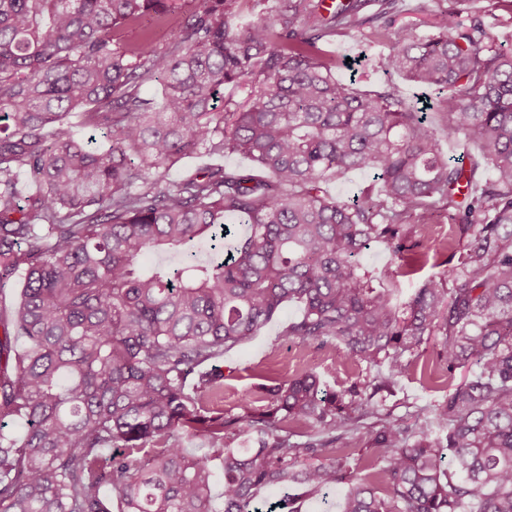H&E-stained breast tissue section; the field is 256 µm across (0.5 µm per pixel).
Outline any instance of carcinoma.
Instances as JSON below:
<instances>
[{"instance_id":"cac0c4a2","label":"carcinoma","mask_w":512,"mask_h":512,"mask_svg":"<svg viewBox=\"0 0 512 512\" xmlns=\"http://www.w3.org/2000/svg\"><path fill=\"white\" fill-rule=\"evenodd\" d=\"M238 2L202 0L167 48L120 51L116 30L172 0H0V293L23 276L0 316V512H111L106 486L122 512H302L339 485L340 512H512V51L463 0L425 36L394 27L400 0ZM352 31L389 47L381 69L442 91L462 152L418 102L336 79L321 45ZM153 81L159 105L141 93ZM226 85L246 90L232 110ZM200 151L255 168L168 179ZM354 170L373 184L332 195ZM442 213L461 244L441 277L404 299L399 270L364 269L371 243L402 261ZM148 253L174 260L144 268ZM292 301L303 314L283 335L336 342L364 382L328 392L308 371L268 387L266 410L224 417V350ZM432 336L448 398L410 429L374 397ZM303 421L315 435L291 441ZM361 429L378 457L352 467L331 444ZM229 430L257 447H228ZM187 436L212 452L189 455Z\"/></svg>"}]
</instances>
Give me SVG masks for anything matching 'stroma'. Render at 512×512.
<instances>
[{
  "label": "stroma",
  "instance_id": "35a3bbf8",
  "mask_svg": "<svg viewBox=\"0 0 512 512\" xmlns=\"http://www.w3.org/2000/svg\"><path fill=\"white\" fill-rule=\"evenodd\" d=\"M191 8L190 0H176L175 13L166 20L145 16L140 23L119 36V46L130 45L147 36L157 48H166L178 19ZM476 8L487 29L497 36L503 47L511 48L512 0H478ZM325 49L329 56L340 61L335 70L337 79L344 80L353 76L367 90L393 86L407 97L420 94L431 100L436 97L435 91H421L409 79L378 68L377 62L386 48L370 42L361 33L352 32L334 37ZM346 58L353 59L352 67L343 66L342 61ZM416 239L418 245L415 253L419 269L415 274L400 279V286L407 294L423 280L447 270V248L457 245L459 230L451 226L447 218L441 217L435 224L418 228ZM301 313L300 304H289L279 319L265 326L258 336L225 351L221 362L228 374L223 392L214 399L225 414L238 415L249 409L262 408L265 399L261 387L270 376L285 380L312 371L318 374L324 387L329 389L349 386L364 376L363 365L344 358L334 344L302 343L285 337V326L300 317ZM437 352L436 343L431 342L411 357L396 394H378L377 400L383 412L394 418H403L405 424L415 426L425 421V406L446 398L448 388L443 377L431 380L425 374L426 366L436 363Z\"/></svg>",
  "mask_w": 512,
  "mask_h": 512
}]
</instances>
